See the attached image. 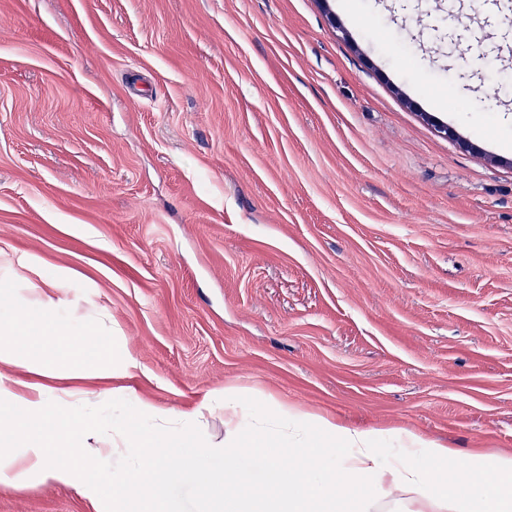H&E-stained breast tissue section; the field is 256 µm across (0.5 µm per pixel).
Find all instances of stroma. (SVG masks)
Segmentation results:
<instances>
[{"label": "stroma", "instance_id": "obj_1", "mask_svg": "<svg viewBox=\"0 0 512 512\" xmlns=\"http://www.w3.org/2000/svg\"><path fill=\"white\" fill-rule=\"evenodd\" d=\"M0 0V248L133 396L512 451V77L459 0ZM456 135L448 137L444 127ZM0 512H93L78 485Z\"/></svg>", "mask_w": 512, "mask_h": 512}]
</instances>
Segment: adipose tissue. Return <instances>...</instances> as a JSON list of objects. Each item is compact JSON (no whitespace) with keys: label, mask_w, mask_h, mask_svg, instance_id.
Instances as JSON below:
<instances>
[{"label":"adipose tissue","mask_w":512,"mask_h":512,"mask_svg":"<svg viewBox=\"0 0 512 512\" xmlns=\"http://www.w3.org/2000/svg\"><path fill=\"white\" fill-rule=\"evenodd\" d=\"M32 296L0 288V335L27 336L44 329L68 347L62 369L45 358L24 357L0 345V363L38 376L73 378L109 371L110 340L89 343L98 320L82 325L57 315L53 291L67 287L70 275L54 269L40 275ZM112 405L134 406L133 417L104 427L93 419L92 399L78 387L51 388L0 374V486L26 477L43 483L81 484L98 512H175L166 489L181 469L204 471L207 458H223L222 469L204 472L202 512H377L393 504L404 512H512V452L473 453L458 461L455 449L409 434L393 447L391 434L356 430L291 401L256 390L245 396L224 390V442L212 444L201 433L211 410L204 399L191 412L175 413L134 399L114 388ZM267 472V494L254 495L238 471L242 453ZM289 453L298 466L282 470L277 457ZM118 459L111 474L103 457ZM113 496H106V486ZM351 490L348 500L337 487Z\"/></svg>","instance_id":"ef3b65f1"}]
</instances>
